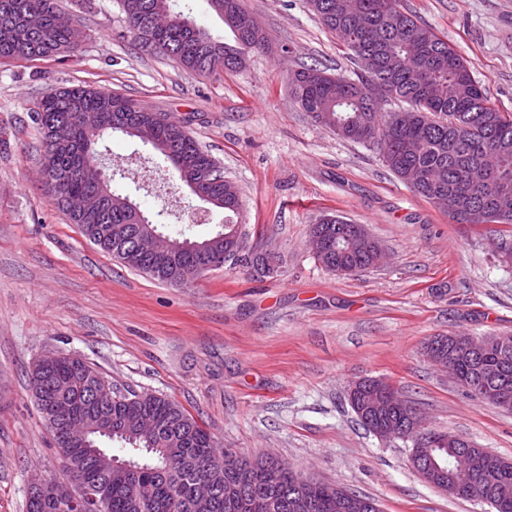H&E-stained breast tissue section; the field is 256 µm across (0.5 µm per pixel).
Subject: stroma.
I'll return each mask as SVG.
<instances>
[{
    "label": "stroma",
    "instance_id": "stroma-1",
    "mask_svg": "<svg viewBox=\"0 0 512 512\" xmlns=\"http://www.w3.org/2000/svg\"><path fill=\"white\" fill-rule=\"evenodd\" d=\"M83 39L73 56L0 62V512H25L32 474L63 464L29 372L58 351L95 363L113 385L165 395L218 447L271 452L297 470L374 499L381 512H493L426 483L411 450L365 429L347 389L383 378L433 428L512 459V413L472 400L423 353L434 335H512V268L484 227L452 222L413 193L378 151L340 139L296 104L291 72L352 76L335 33L308 0H243L271 50L223 79L140 49L117 0H64ZM459 50L492 105L512 113V0H399ZM89 85L185 119L242 196L247 244L278 251L277 273L232 266L176 287L126 268L66 223L37 175L29 115L50 89ZM112 185L165 235L196 239L224 220L148 144L108 140ZM366 225L391 255L355 277L324 270L311 224Z\"/></svg>",
    "mask_w": 512,
    "mask_h": 512
}]
</instances>
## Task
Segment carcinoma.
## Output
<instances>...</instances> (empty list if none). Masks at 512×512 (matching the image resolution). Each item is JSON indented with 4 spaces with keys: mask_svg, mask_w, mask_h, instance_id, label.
Returning <instances> with one entry per match:
<instances>
[{
    "mask_svg": "<svg viewBox=\"0 0 512 512\" xmlns=\"http://www.w3.org/2000/svg\"><path fill=\"white\" fill-rule=\"evenodd\" d=\"M175 0H119L128 30L146 51L163 54L190 72L205 78H221L237 70L249 54L268 48L264 33H255L245 21L242 0H208L211 11L233 35V42L214 38L191 17L174 8ZM322 26L334 32L352 23L359 25L356 39L343 43L359 68L357 78L335 76L316 66L291 80L298 107L316 123L325 115L345 128V140L383 147V162L395 175L403 170L418 173L424 187L448 190L470 182L468 206L483 210L498 195H512V114L501 112L487 99L472 77L466 60L398 0H309ZM59 0H0V60H30L71 51L68 30L60 27ZM380 81L385 95L372 97L368 88ZM397 101L406 108L383 118L380 104ZM133 99L112 91L73 86L55 88L42 96L33 113L44 152L40 166L44 190L53 205L77 225L83 236L112 255L127 247L116 228L146 222L158 228L130 195L112 188V179H87L86 171L99 164L98 142L115 133L137 137ZM178 121L158 122L157 142L152 147L183 177L198 167L203 147L191 134L176 138ZM498 152V167L489 174L479 161L487 149ZM224 172L216 169L199 183L201 191L224 199L226 234L237 224V213L224 197ZM78 197L87 213L67 209ZM508 228L495 233L504 243L501 262L512 258V217ZM81 366L88 375H102L80 356L65 357L54 378L67 386L72 369ZM464 375L481 386L507 392L512 402V336L463 364ZM151 414L164 424L161 433L145 437L134 427L137 416ZM112 421L127 428L110 435L89 433L91 444L112 438L139 448L136 471L106 474L83 459L89 481L112 485L109 512H196L192 495L196 460L218 455L212 436L174 400L148 391L128 392L112 403ZM497 467H482L481 488L495 512H512V461L498 458ZM448 478L470 475L461 453H447ZM297 470L284 462L240 455L222 471V489L211 512H254L235 502L230 493L242 482L263 493L267 512H340L336 500L323 495L315 507L296 508ZM148 482L155 490L153 502L139 508L135 490Z\"/></svg>",
    "mask_w": 512,
    "mask_h": 512,
    "instance_id": "carcinoma-1",
    "label": "carcinoma"
}]
</instances>
